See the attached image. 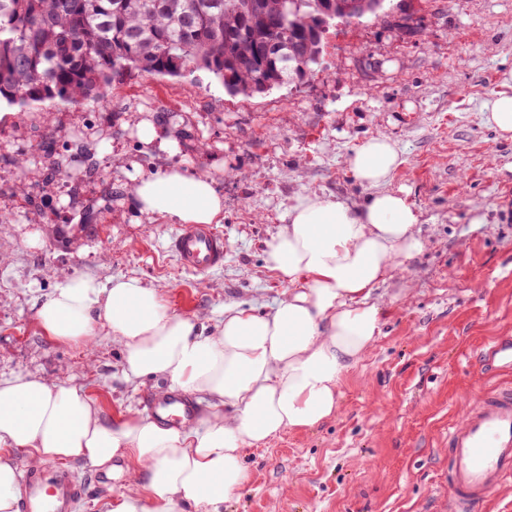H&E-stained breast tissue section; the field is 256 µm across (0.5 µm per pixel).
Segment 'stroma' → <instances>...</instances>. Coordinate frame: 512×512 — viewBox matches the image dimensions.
Listing matches in <instances>:
<instances>
[{"instance_id": "obj_1", "label": "stroma", "mask_w": 512, "mask_h": 512, "mask_svg": "<svg viewBox=\"0 0 512 512\" xmlns=\"http://www.w3.org/2000/svg\"><path fill=\"white\" fill-rule=\"evenodd\" d=\"M511 70L512 0H389L332 29L306 82L264 94L233 97L194 71L135 76L98 102L1 106L0 376L71 381L108 417L143 410L169 383L127 381L106 329L89 354L38 326L60 275L139 279L208 328L228 304L270 311L285 288L265 263L281 213L308 193L361 203L349 158L385 136L404 159L390 186L419 212L423 248L380 284L390 311L338 416L245 449L252 482L223 512H443L448 426L462 393L494 382L486 344L512 336V137L483 112ZM143 120L169 149L140 143ZM172 166L210 174L224 196L221 267L183 269L168 248L178 224L133 202L134 179ZM68 470L88 489L73 512H108L119 489L96 484L100 468Z\"/></svg>"}]
</instances>
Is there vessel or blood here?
<instances>
[{"instance_id": "vessel-or-blood-1", "label": "vessel or blood", "mask_w": 512, "mask_h": 512, "mask_svg": "<svg viewBox=\"0 0 512 512\" xmlns=\"http://www.w3.org/2000/svg\"><path fill=\"white\" fill-rule=\"evenodd\" d=\"M170 248L180 264L203 272L224 263V235L210 224H187L171 238ZM487 365L500 381L479 402L448 426V512H475L487 496L512 479V337L495 338L483 351ZM152 418L179 428L193 424L200 409L176 391H164L148 400ZM84 493L64 471L53 485H45L37 473H29L23 490V512H71Z\"/></svg>"}]
</instances>
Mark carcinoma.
Instances as JSON below:
<instances>
[{
	"instance_id": "obj_1",
	"label": "carcinoma",
	"mask_w": 512,
	"mask_h": 512,
	"mask_svg": "<svg viewBox=\"0 0 512 512\" xmlns=\"http://www.w3.org/2000/svg\"><path fill=\"white\" fill-rule=\"evenodd\" d=\"M0 0V102L76 105L135 74L211 73L232 96L312 75L329 28L364 0Z\"/></svg>"
}]
</instances>
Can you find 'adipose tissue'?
I'll use <instances>...</instances> for the list:
<instances>
[{"mask_svg":"<svg viewBox=\"0 0 512 512\" xmlns=\"http://www.w3.org/2000/svg\"><path fill=\"white\" fill-rule=\"evenodd\" d=\"M402 164L394 142L372 137L350 158L354 178L370 189L360 206L333 195L295 197L265 252L287 291L268 313L225 306L210 333L137 279L103 285L63 275L36 311L48 336L89 349L107 327L127 380L166 379L206 398L211 411L185 429L135 410L107 418L69 381L0 377V512H18L17 449L35 467L125 459L126 490L111 512H222L251 481L245 448L336 416L346 373L381 333L389 304L379 285L422 249L417 210L405 190L389 187ZM131 194L140 213L179 224L224 217V198L206 173L167 168L135 181Z\"/></svg>","mask_w":512,"mask_h":512,"instance_id":"adipose-tissue-1","label":"adipose tissue"}]
</instances>
